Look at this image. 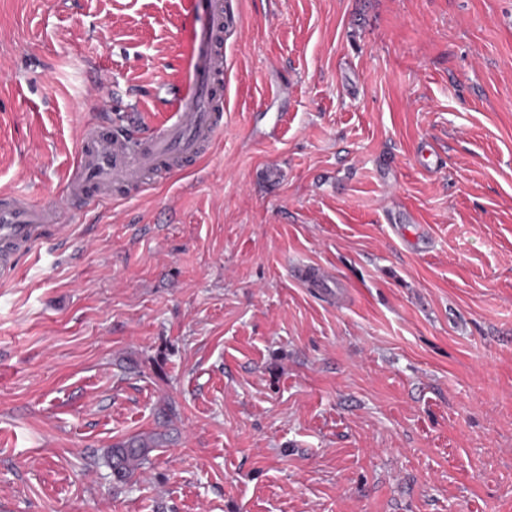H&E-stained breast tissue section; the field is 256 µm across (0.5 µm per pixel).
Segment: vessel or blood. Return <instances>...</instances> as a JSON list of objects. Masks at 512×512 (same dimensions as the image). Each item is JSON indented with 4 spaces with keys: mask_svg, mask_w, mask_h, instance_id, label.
I'll return each mask as SVG.
<instances>
[{
    "mask_svg": "<svg viewBox=\"0 0 512 512\" xmlns=\"http://www.w3.org/2000/svg\"><path fill=\"white\" fill-rule=\"evenodd\" d=\"M230 25L224 0H211L208 51L193 74L191 109L147 131L97 124L83 133L74 172L64 185L65 199L106 198L114 190L141 184L145 175L162 166L183 168L196 161L202 145L223 125L217 98L224 93V37ZM55 221L53 207L1 195L0 275L13 272L20 254L43 239L47 225Z\"/></svg>",
    "mask_w": 512,
    "mask_h": 512,
    "instance_id": "b4317fda",
    "label": "vessel or blood"
}]
</instances>
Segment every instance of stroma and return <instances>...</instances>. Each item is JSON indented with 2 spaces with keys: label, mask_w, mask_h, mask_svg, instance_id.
Masks as SVG:
<instances>
[{
  "label": "stroma",
  "mask_w": 512,
  "mask_h": 512,
  "mask_svg": "<svg viewBox=\"0 0 512 512\" xmlns=\"http://www.w3.org/2000/svg\"><path fill=\"white\" fill-rule=\"evenodd\" d=\"M209 5L0 0V195L66 228L0 277V512H512V0H226L195 166L60 202ZM160 443L159 439L139 435L113 445L106 460L113 479L125 484L132 481Z\"/></svg>",
  "instance_id": "1"
}]
</instances>
